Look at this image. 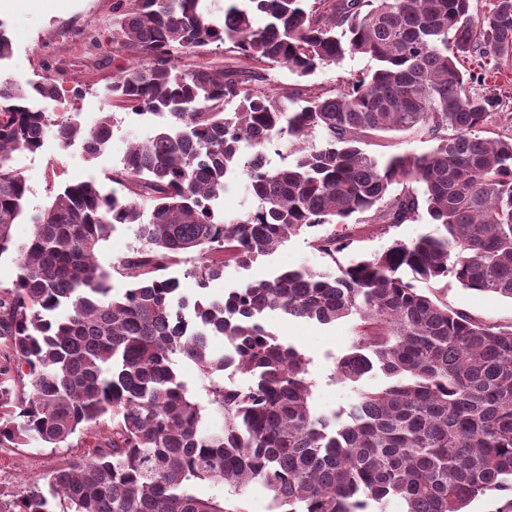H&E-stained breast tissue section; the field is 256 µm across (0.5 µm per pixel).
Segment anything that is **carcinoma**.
Segmentation results:
<instances>
[{"mask_svg":"<svg viewBox=\"0 0 512 512\" xmlns=\"http://www.w3.org/2000/svg\"><path fill=\"white\" fill-rule=\"evenodd\" d=\"M116 0L107 44L123 58L106 87L137 116L170 128L130 145L111 181L65 185L14 246L28 186L15 153L61 145L87 152L112 137V114L88 133L66 112L30 106L0 82V256L19 274L0 286V447L59 448L84 436L86 456L44 474L0 512H244L264 488L272 512H465L512 487V324L476 319L421 293L416 279L512 299V136L493 133L507 99L472 58L512 61V0ZM261 14L266 24L253 27ZM216 44L245 68H192ZM347 55L373 67L332 89L291 94L260 86L282 67L308 78ZM230 103L235 111H226ZM416 130L421 155L365 149L380 133ZM292 156L272 168L265 149ZM243 175L257 199L224 220L213 203ZM425 214L435 230L334 272L286 270L193 304L168 270L194 259L206 289L229 265L247 267L293 235L335 258V224L355 214L381 226ZM118 224L140 246L119 265L132 281L113 293L96 260ZM408 270L407 279L402 271ZM331 324L354 320L336 371L355 400L315 411L309 361L263 324L267 313ZM222 336L221 355L209 339ZM193 362L214 431L176 372ZM233 370L244 385L224 381ZM382 375L375 388L361 386ZM199 481L228 488L208 499Z\"/></svg>","mask_w":512,"mask_h":512,"instance_id":"carcinoma-1","label":"carcinoma"}]
</instances>
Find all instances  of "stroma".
<instances>
[{
	"mask_svg": "<svg viewBox=\"0 0 512 512\" xmlns=\"http://www.w3.org/2000/svg\"><path fill=\"white\" fill-rule=\"evenodd\" d=\"M114 0H8L0 8L12 43V53L0 61V76L29 85L55 79L60 97H32V104L45 112H67L84 128H91L102 113L112 115V137L99 153L87 154L82 140L61 147L53 133H46L42 146L32 152L29 162L18 164L29 192L28 215L47 206L59 186L67 183L105 181L119 166L131 143L155 134L159 118L137 116L114 107L104 93L115 65L111 48H93L91 37L102 35L112 18ZM426 217L383 229L364 224L353 216L346 230V246L330 258L313 249L307 235L299 234L281 243L250 267L233 265L224 269L222 279L210 285L211 296L247 281L272 278L276 273L296 268L315 272L335 270L385 251L393 241H411L431 232ZM136 227L120 224L103 241L98 264L112 274L115 290H122L128 277L119 269L122 257L137 247ZM422 293L447 303L450 308L499 324L512 323V300L461 288L454 279L438 283L419 282ZM266 328L284 343L295 345L309 360V378L314 383L313 403L323 413L348 406L355 397L353 387L334 376L337 359L348 352L355 340L349 319L322 325L313 321L270 314ZM83 448H0V496L9 498L25 491L43 474L61 463L83 455Z\"/></svg>",
	"mask_w": 512,
	"mask_h": 512,
	"instance_id": "stroma-1",
	"label": "stroma"
}]
</instances>
